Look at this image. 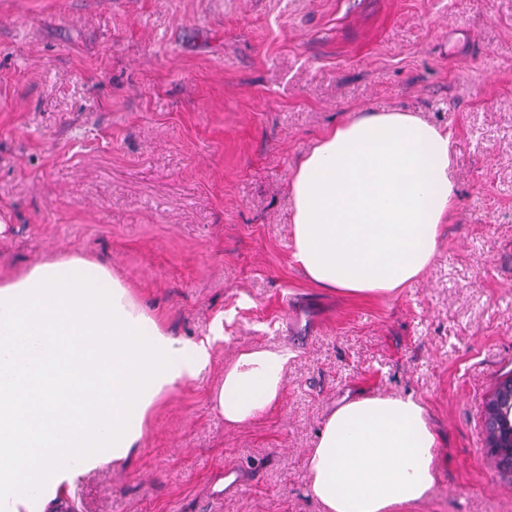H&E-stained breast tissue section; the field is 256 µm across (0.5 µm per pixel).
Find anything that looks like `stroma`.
<instances>
[{
	"mask_svg": "<svg viewBox=\"0 0 512 512\" xmlns=\"http://www.w3.org/2000/svg\"><path fill=\"white\" fill-rule=\"evenodd\" d=\"M452 134L457 204L410 287L350 298L292 257L289 180L358 113ZM0 277L110 265L213 361L128 463L59 512H324L308 461L357 396L412 395L438 444L407 512H512L485 405L512 373V0H0ZM289 348L279 399L230 427L246 349Z\"/></svg>",
	"mask_w": 512,
	"mask_h": 512,
	"instance_id": "35a3bbf8",
	"label": "stroma"
}]
</instances>
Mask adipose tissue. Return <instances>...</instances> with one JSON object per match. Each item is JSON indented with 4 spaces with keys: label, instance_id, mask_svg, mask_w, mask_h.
Segmentation results:
<instances>
[{
    "label": "adipose tissue",
    "instance_id": "adipose-tissue-1",
    "mask_svg": "<svg viewBox=\"0 0 512 512\" xmlns=\"http://www.w3.org/2000/svg\"><path fill=\"white\" fill-rule=\"evenodd\" d=\"M451 133L365 112L294 170L293 258L316 287L381 297L415 282L456 205ZM290 353L241 351L215 408L245 424L280 397ZM212 362L209 340L165 330L112 270L70 255L0 279V512H45L103 462H124L175 387ZM437 440L413 396L357 397L328 416L308 462L326 512H397L431 488Z\"/></svg>",
    "mask_w": 512,
    "mask_h": 512
}]
</instances>
